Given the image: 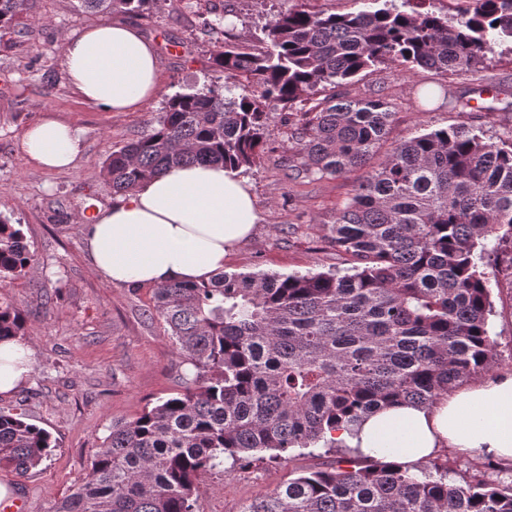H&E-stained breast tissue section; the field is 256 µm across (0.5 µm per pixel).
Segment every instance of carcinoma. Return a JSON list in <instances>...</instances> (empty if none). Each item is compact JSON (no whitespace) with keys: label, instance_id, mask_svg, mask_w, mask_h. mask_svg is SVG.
I'll use <instances>...</instances> for the list:
<instances>
[{"label":"carcinoma","instance_id":"obj_1","mask_svg":"<svg viewBox=\"0 0 512 512\" xmlns=\"http://www.w3.org/2000/svg\"><path fill=\"white\" fill-rule=\"evenodd\" d=\"M27 0H0V30ZM87 9L142 12L155 0H79ZM453 18L388 5L329 14L302 6L266 28L267 47L226 43L216 53L232 96L210 85L166 101L149 133L111 151L112 192L186 164H259L270 112L318 87L398 65L454 76L483 68L512 41V0H464ZM393 112L379 96L330 94L296 127L301 161L288 180L370 165L336 214L328 241L351 267L288 274L216 273L204 284L154 289V311L194 372L183 392L114 425L83 482L54 512H195L203 478L230 459L318 446L336 464L288 480L245 512H512V481L448 483V462L414 475L386 456L327 437L340 424L399 402L429 406L488 371L491 285L485 267L512 263V141L464 125L394 146L372 162ZM34 254L0 218V279L25 274ZM22 313L0 305V340L21 337ZM54 447L46 430L0 408V470L24 477Z\"/></svg>","mask_w":512,"mask_h":512}]
</instances>
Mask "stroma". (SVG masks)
I'll use <instances>...</instances> for the list:
<instances>
[{
  "mask_svg": "<svg viewBox=\"0 0 512 512\" xmlns=\"http://www.w3.org/2000/svg\"><path fill=\"white\" fill-rule=\"evenodd\" d=\"M295 0H159L150 10L119 15L140 29L158 54L161 92L138 112H105L84 101L63 65L66 35L106 17L77 0H29L14 27L0 32V216L21 224L35 261L20 278L0 281V304L18 308L32 351L29 380L0 394V408L25 412L57 446L23 478L0 471V485L25 492L29 512H53L82 482L113 424L181 392L190 364L179 356L166 324L153 317V290L111 284L91 264L79 230L80 212L115 201L101 161L127 141L148 133L165 100L218 77L214 57L224 43L265 49L264 27ZM512 86V51L496 47L484 69L445 76L393 65L364 72L337 95L384 97L393 112L382 151L450 126L474 127L493 142L512 139V105L484 98V111L463 112L444 97L478 96L481 89ZM270 152L246 177L260 219L252 239L224 264L233 272L291 273L345 268L346 255L327 241L328 227L351 200L366 171L291 183L295 124L271 106ZM53 118L76 127L84 152L76 166L47 173L20 154L31 125ZM493 310L488 319L496 361L492 374L512 372V263L487 269ZM323 459L293 454L279 462L253 460L209 474L198 512H243L288 479L322 466Z\"/></svg>",
  "mask_w": 512,
  "mask_h": 512,
  "instance_id": "35a3bbf8",
  "label": "stroma"
}]
</instances>
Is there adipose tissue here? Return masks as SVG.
I'll list each match as a JSON object with an SVG mask.
<instances>
[{
    "mask_svg": "<svg viewBox=\"0 0 512 512\" xmlns=\"http://www.w3.org/2000/svg\"><path fill=\"white\" fill-rule=\"evenodd\" d=\"M69 83L107 112H137L161 89L151 39L122 23H99L66 36ZM28 161L48 171L71 168L83 154L77 129L46 119L20 141ZM259 219L247 180L221 165L170 169L99 206L80 230L93 267L112 283L145 286L204 283L248 242ZM31 351L22 341H0V394L23 383ZM338 444L371 454L390 450L417 471L438 449L486 453L512 460V373L456 388L433 405L384 408L332 433Z\"/></svg>",
    "mask_w": 512,
    "mask_h": 512,
    "instance_id": "obj_1",
    "label": "adipose tissue"
}]
</instances>
